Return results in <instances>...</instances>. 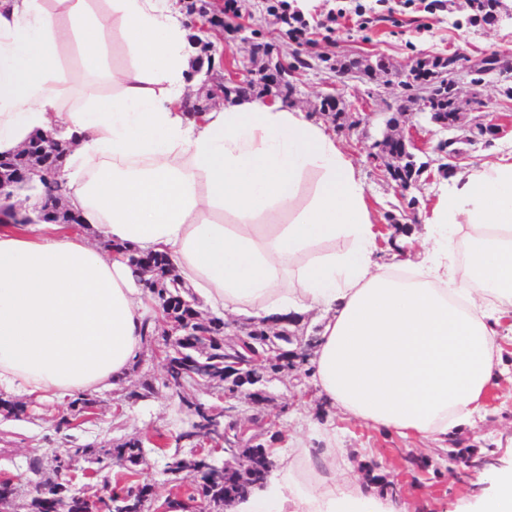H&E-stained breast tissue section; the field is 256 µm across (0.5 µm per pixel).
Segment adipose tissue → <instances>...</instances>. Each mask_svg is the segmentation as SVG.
<instances>
[{
	"instance_id": "obj_1",
	"label": "adipose tissue",
	"mask_w": 512,
	"mask_h": 512,
	"mask_svg": "<svg viewBox=\"0 0 512 512\" xmlns=\"http://www.w3.org/2000/svg\"><path fill=\"white\" fill-rule=\"evenodd\" d=\"M137 67L113 71L95 0H0V155L37 131L70 142L61 172L84 229L0 225V391L96 393L124 376L158 318L123 257L85 235L160 251L214 311L270 322L320 311L319 396L377 429L447 445L499 386L512 319V154L450 176L421 251L376 259L366 184L322 124L260 99L180 109L195 47L157 0H105ZM117 83L64 111L60 45ZM344 248H337V241ZM292 449L233 512H410L336 474L335 432ZM470 512H512V465Z\"/></svg>"
}]
</instances>
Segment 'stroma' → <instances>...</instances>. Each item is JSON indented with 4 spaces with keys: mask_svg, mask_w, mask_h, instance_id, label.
<instances>
[{
    "mask_svg": "<svg viewBox=\"0 0 512 512\" xmlns=\"http://www.w3.org/2000/svg\"><path fill=\"white\" fill-rule=\"evenodd\" d=\"M358 3L372 9V21L354 13ZM305 4L303 15L309 27L306 35L297 39L268 14V0H237L236 12L223 13V26L202 36L203 42L210 45L212 73L228 83L238 78L240 65L252 57V48L245 40L246 32L252 30L285 56L309 48L327 54L332 68L307 70L294 81L287 107L328 126L332 119L322 113L321 102L330 91L336 65L355 62L363 67L382 62L397 71L422 59L451 54L462 55L470 64L481 63L489 55L512 64V17L494 25L474 19L469 0H448L447 9L432 14L425 12L417 0L407 7L400 0H393L387 9L377 6L375 0H305ZM331 11L338 12L339 18L327 30L321 22ZM384 80V74L379 73L370 80L345 81L342 95L348 110L368 112L372 118L353 130L337 133L336 139L366 184L374 224L397 222L406 227L410 236L419 238L424 233L425 209L434 202L437 186L445 178L443 159L433 151L441 135L425 124L414 129L413 136L421 148L419 156L428 168L419 175L408 196L399 195L369 162L372 145L384 128L385 115L395 109L397 93L384 88ZM457 108L462 125H471L481 116L498 125L502 133L489 144L481 140L460 144V154L451 162L453 171L512 152V68L486 75L480 91L461 85ZM499 342L503 363L498 398L458 431L462 455L453 462L434 443L373 429L331 407L318 398L311 376L302 373H283L267 382L264 404H242L238 419L244 424L256 414L268 418L277 431L276 447L286 449L295 447L300 439L309 447H320L318 428L335 430L336 445L344 450L336 467L355 484L366 486L378 479L393 487L397 497L414 496L418 512H458L460 506L486 492L483 474L512 463V332L502 334ZM164 378L162 357L145 353L141 362L130 365L119 382L98 393L99 403L91 418L71 430L56 428V420L66 412L67 403L28 398L26 416L0 417V473H26L30 460L47 453L64 457L77 447H110L120 439L137 437L143 442L147 459L137 469L138 480L153 484L159 498H185L186 487L175 486L163 473L167 437L188 426L177 398L163 388ZM146 382L158 385L154 397L121 404L123 394Z\"/></svg>",
    "mask_w": 512,
    "mask_h": 512,
    "instance_id": "35a3bbf8",
    "label": "stroma"
}]
</instances>
